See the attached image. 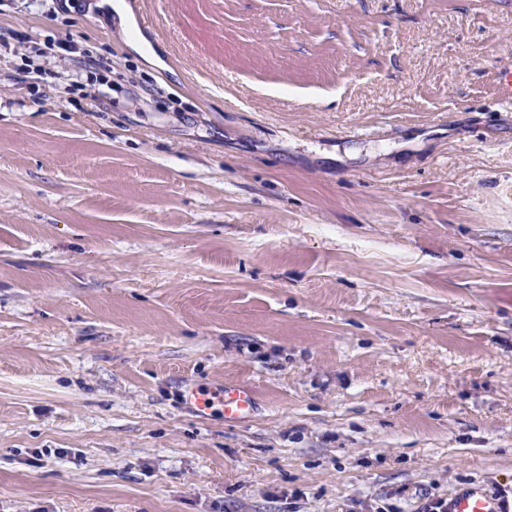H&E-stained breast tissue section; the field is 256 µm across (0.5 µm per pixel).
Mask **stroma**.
I'll use <instances>...</instances> for the list:
<instances>
[{
	"instance_id": "stroma-1",
	"label": "stroma",
	"mask_w": 512,
	"mask_h": 512,
	"mask_svg": "<svg viewBox=\"0 0 512 512\" xmlns=\"http://www.w3.org/2000/svg\"><path fill=\"white\" fill-rule=\"evenodd\" d=\"M125 2L0 0V512L512 497V0ZM196 411L207 414L218 403L225 421L235 422L250 417L254 411L255 396L252 389L244 386H224L223 390L193 393Z\"/></svg>"
}]
</instances>
